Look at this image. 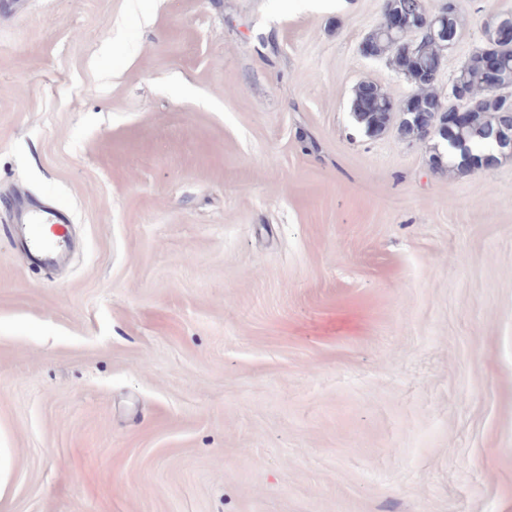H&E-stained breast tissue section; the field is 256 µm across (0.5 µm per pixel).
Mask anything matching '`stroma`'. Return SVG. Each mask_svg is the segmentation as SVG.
<instances>
[{
    "instance_id": "stroma-1",
    "label": "stroma",
    "mask_w": 512,
    "mask_h": 512,
    "mask_svg": "<svg viewBox=\"0 0 512 512\" xmlns=\"http://www.w3.org/2000/svg\"><path fill=\"white\" fill-rule=\"evenodd\" d=\"M9 2L0 512H512V155L364 134L384 0ZM16 221L21 225V240L32 258L45 264H53L63 258L68 251V236L50 232L53 238L49 241L42 240L44 224H66V218L60 212L22 205L17 208ZM31 240L34 241L36 249L30 248Z\"/></svg>"
}]
</instances>
